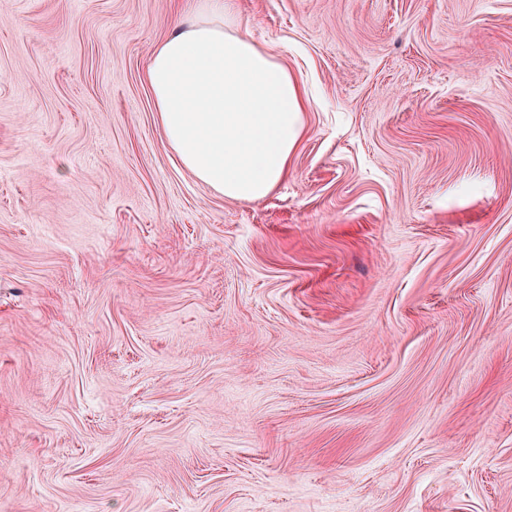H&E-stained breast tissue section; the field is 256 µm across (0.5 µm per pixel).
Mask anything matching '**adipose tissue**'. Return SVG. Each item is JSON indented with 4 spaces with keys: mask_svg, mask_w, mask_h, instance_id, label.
Here are the masks:
<instances>
[{
    "mask_svg": "<svg viewBox=\"0 0 512 512\" xmlns=\"http://www.w3.org/2000/svg\"><path fill=\"white\" fill-rule=\"evenodd\" d=\"M146 81L167 145L197 181L258 202L285 179L304 92L224 0H197L154 52Z\"/></svg>",
    "mask_w": 512,
    "mask_h": 512,
    "instance_id": "adipose-tissue-1",
    "label": "adipose tissue"
}]
</instances>
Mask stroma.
<instances>
[{"mask_svg": "<svg viewBox=\"0 0 512 512\" xmlns=\"http://www.w3.org/2000/svg\"><path fill=\"white\" fill-rule=\"evenodd\" d=\"M234 2L257 203L153 110L191 0H0V512H512V0Z\"/></svg>", "mask_w": 512, "mask_h": 512, "instance_id": "1", "label": "stroma"}]
</instances>
